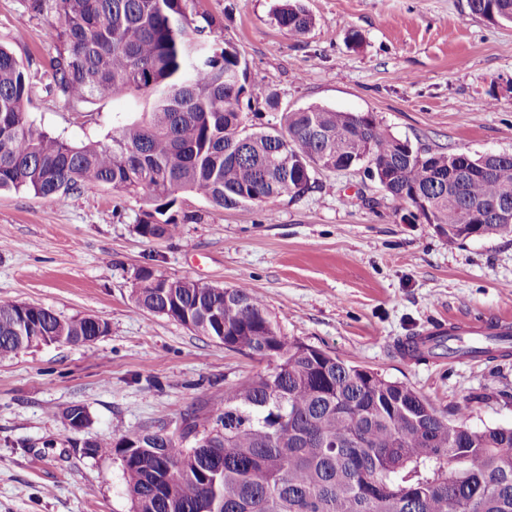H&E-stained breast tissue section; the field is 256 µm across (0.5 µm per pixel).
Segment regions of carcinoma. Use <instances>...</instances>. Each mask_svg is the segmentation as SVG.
Returning a JSON list of instances; mask_svg holds the SVG:
<instances>
[{"label": "carcinoma", "instance_id": "1", "mask_svg": "<svg viewBox=\"0 0 512 512\" xmlns=\"http://www.w3.org/2000/svg\"><path fill=\"white\" fill-rule=\"evenodd\" d=\"M194 0H30L62 50L51 88L66 102L134 96L143 111L121 120L110 142L74 145L35 127L29 67L0 45V190L61 201L86 187L143 193L153 205L136 225L146 239L173 238L182 192L231 209L311 187L312 164H358L412 217L437 224L448 243L511 236L512 224H473L470 210L512 199V154L477 158L422 153L367 114L308 107L285 129L244 131L247 67L204 36ZM473 14L512 23V0H469ZM296 38L313 27L298 3L274 13ZM135 301L225 349L271 368L224 393L204 426L206 444L183 419L180 436L140 432L92 442L115 455L132 512H512V427L474 430L466 409L448 420L414 388L283 335L250 286L217 288L170 280L143 267ZM221 322L211 320L212 312ZM108 325L90 315L62 319L37 304L0 305V363L35 347L34 336L94 342ZM444 333L414 339L416 359L445 347Z\"/></svg>", "mask_w": 512, "mask_h": 512}]
</instances>
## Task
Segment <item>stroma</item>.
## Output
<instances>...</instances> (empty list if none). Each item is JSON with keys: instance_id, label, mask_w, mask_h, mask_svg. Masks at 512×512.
Instances as JSON below:
<instances>
[{"instance_id": "35a3bbf8", "label": "stroma", "mask_w": 512, "mask_h": 512, "mask_svg": "<svg viewBox=\"0 0 512 512\" xmlns=\"http://www.w3.org/2000/svg\"><path fill=\"white\" fill-rule=\"evenodd\" d=\"M281 2L196 0L215 21L208 38L248 67L254 129L318 106L372 115L432 153H512V24L472 14L468 0H299L315 25L296 38L273 19ZM52 19L28 0H0V45L35 78L30 116L74 144L108 141L115 118L140 106L47 93L60 48ZM272 93L275 111L264 104ZM312 179L304 193L237 209L181 194L176 208L191 220L160 240L136 231L152 207L143 195L95 187L55 202L0 191V305L109 326L93 344L42 345L0 363V512H131L119 459L86 454L85 443L204 420L228 386L268 371L142 310L133 293L142 267L171 280L249 284L286 336L406 383L439 409L466 406L473 429L512 426V356L412 359L398 350L453 319L512 318V237L448 244L362 165ZM75 404L89 415L78 431L63 416Z\"/></svg>"}]
</instances>
